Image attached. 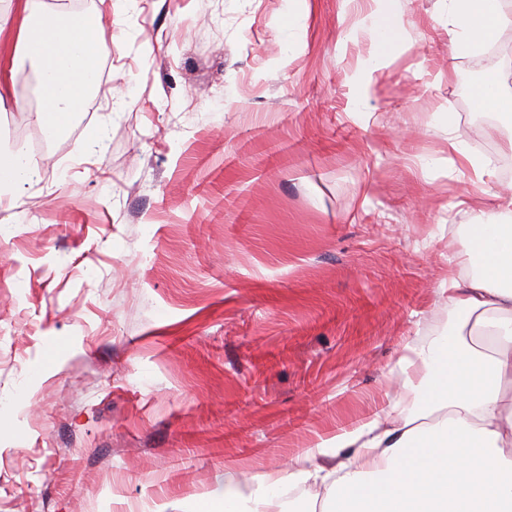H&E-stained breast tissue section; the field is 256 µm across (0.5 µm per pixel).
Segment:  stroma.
I'll list each match as a JSON object with an SVG mask.
<instances>
[{"instance_id": "obj_1", "label": "stroma", "mask_w": 512, "mask_h": 512, "mask_svg": "<svg viewBox=\"0 0 512 512\" xmlns=\"http://www.w3.org/2000/svg\"><path fill=\"white\" fill-rule=\"evenodd\" d=\"M45 2L112 54L65 133L0 106L37 171L0 198V512H224L226 478L410 410L404 348L458 328L459 230L512 190L448 162L512 157L448 0H401L361 106L372 0ZM448 147L450 151L455 153L460 159L473 186L480 188L482 193H484L485 191L482 188V185L485 182V178L491 176L493 173L491 161L470 153L452 136H448Z\"/></svg>"}]
</instances>
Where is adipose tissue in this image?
Here are the masks:
<instances>
[{
  "label": "adipose tissue",
  "instance_id": "obj_1",
  "mask_svg": "<svg viewBox=\"0 0 512 512\" xmlns=\"http://www.w3.org/2000/svg\"><path fill=\"white\" fill-rule=\"evenodd\" d=\"M452 53L489 41L506 18L494 0H450ZM17 49L38 70L49 129L67 125L76 90L98 75L101 23L22 0ZM469 272L438 295L461 329L410 346L398 363L416 408H381L285 468L224 496V512H288L287 493L325 490L321 512H512V194L464 236Z\"/></svg>",
  "mask_w": 512,
  "mask_h": 512
}]
</instances>
